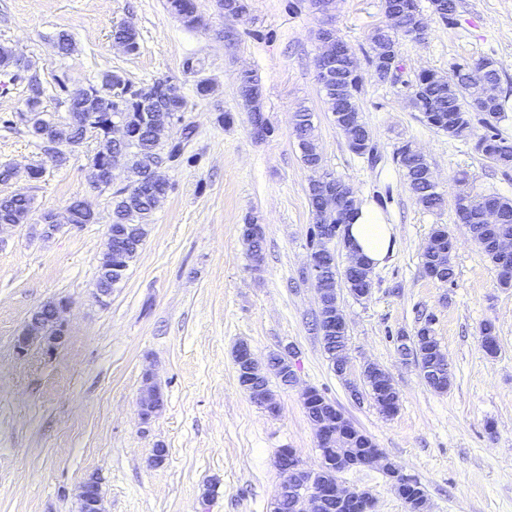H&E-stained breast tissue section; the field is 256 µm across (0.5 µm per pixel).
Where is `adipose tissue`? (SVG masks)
Listing matches in <instances>:
<instances>
[{"label": "adipose tissue", "instance_id": "1", "mask_svg": "<svg viewBox=\"0 0 512 512\" xmlns=\"http://www.w3.org/2000/svg\"><path fill=\"white\" fill-rule=\"evenodd\" d=\"M357 211L356 218L348 228L350 250L369 267H381L393 253L396 227L387 223L384 214L373 204L362 203Z\"/></svg>", "mask_w": 512, "mask_h": 512}]
</instances>
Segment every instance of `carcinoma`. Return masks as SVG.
Here are the masks:
<instances>
[{"instance_id": "carcinoma-1", "label": "carcinoma", "mask_w": 512, "mask_h": 512, "mask_svg": "<svg viewBox=\"0 0 512 512\" xmlns=\"http://www.w3.org/2000/svg\"><path fill=\"white\" fill-rule=\"evenodd\" d=\"M168 9L181 18L185 26L197 28L202 19L197 13L194 0H167ZM116 39L125 45L126 52L136 54L140 44L138 33L134 29L118 28L113 31ZM411 36L410 31H390L380 33L378 39L370 40L369 62H376L387 50L398 53L400 40ZM28 67L23 58L14 54L11 48L0 45V70L13 69L21 71ZM465 67L463 63L453 64L448 76L443 81L430 79L424 74L418 78L411 88L412 102L416 111L420 112L428 125L442 130L457 138H467L472 135L469 113L475 111L474 102H478L479 89L473 79L460 73ZM238 91L244 105L249 107L251 122L264 121L266 117L261 107V85L258 76L252 71H244L238 75ZM338 83L346 90L345 95L336 96V89L324 93L323 103L331 116L347 110L360 112L358 94L361 77L351 71L339 72ZM59 91L65 95L64 103L68 112L80 114L82 123H57L48 113L42 110L41 91L31 87L32 95L26 101V118L24 125L28 134L39 140H53L67 145L83 136L92 133L100 142V148L110 147L104 123L105 116H116L127 124L135 135L136 144L125 151L127 159L125 166L129 173L140 183V188L127 190L120 188L112 193L111 222L108 224L106 250L99 265H104L111 257V251L119 244L124 245L125 254L113 258L112 271L108 282L96 278L98 284H106L112 288L119 284L137 258L140 249L148 235L150 217L156 209L157 195L167 193L169 186H158L152 182L153 162L156 161L163 144V136L159 135L152 126L149 116L140 104L142 96L155 99L166 111L177 115L186 111L187 101L182 96L174 97L169 94L170 82L167 79H157L150 84L135 86L120 75L110 71L101 74L95 84H89L78 90H68L67 81L57 80ZM483 114L484 132L477 136L475 149L486 158L507 168L512 166V146L501 138L497 123L505 117V107L502 99L497 98L489 103L479 102ZM294 137L301 153V160L311 172L324 171L323 158L310 153V147L316 142L315 126L312 113L302 107L295 113L293 127ZM397 162L403 170L404 177L417 201L427 210L441 207L443 196L423 178V169L428 162L411 155L410 146L404 145L397 152ZM487 196L472 197L475 205L468 210L460 221L469 226L474 240L481 246L487 257L494 264L498 263V254L494 241L498 233L506 231L512 234V201L500 200L501 223L483 224L479 219L481 207ZM309 205L314 215L325 213L336 217V205L327 198H322L315 192V187H309ZM33 198L16 192L0 196V224H25L32 214ZM69 209L74 224H94L97 217L89 207L82 206L74 200ZM241 236L248 246L250 256L257 259L262 256L264 229L263 225L249 219L241 225ZM450 234L444 227L433 230L424 250V267L430 278L447 283L454 277L452 264L442 261L441 252L451 250ZM322 344L331 362H336V351L346 347V338L336 334L333 326L323 322ZM405 353L415 351L420 357L417 364L423 372L426 384L433 390L443 392L451 384L452 374L441 368L443 353L434 336L431 320H425L415 331L412 344H404Z\"/></svg>"}]
</instances>
